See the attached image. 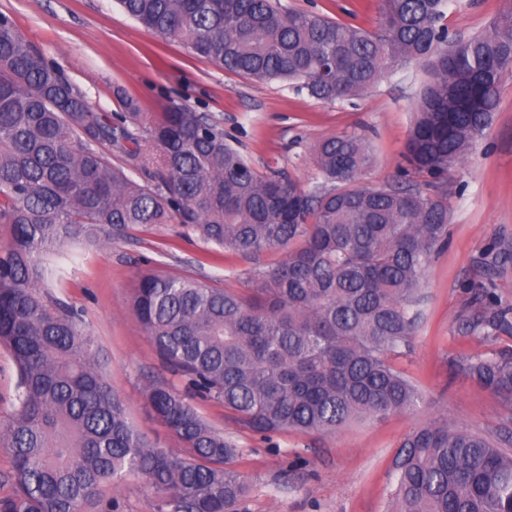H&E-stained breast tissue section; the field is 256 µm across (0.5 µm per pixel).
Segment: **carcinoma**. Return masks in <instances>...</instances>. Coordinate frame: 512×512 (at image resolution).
<instances>
[{
    "label": "carcinoma",
    "instance_id": "cac0c4a2",
    "mask_svg": "<svg viewBox=\"0 0 512 512\" xmlns=\"http://www.w3.org/2000/svg\"><path fill=\"white\" fill-rule=\"evenodd\" d=\"M144 28L258 82H295L326 102L362 95L400 67L423 66L405 180L362 186L372 164L358 133L313 147L325 183L303 188L261 173L191 106L97 111L63 72L0 15V346L18 372L14 413L0 424L12 458L0 512H120L117 488L140 475L156 512H241L246 485L225 464L239 452L190 402L216 401L260 434L334 432L410 410L418 389L396 359L411 346L432 257L448 238L446 197L427 194L461 161L495 112L512 71V4L482 31L448 29V0H382L369 33L279 0H117ZM118 153L126 167L112 165ZM144 173L137 182L125 172ZM180 224L231 254L283 257L256 286L221 288L190 275L144 274L133 310L184 390L152 383L156 416L187 448L147 444L101 371L82 314L46 289L44 257L76 240L109 243ZM496 246L471 285L466 329L488 337L512 323L495 274ZM472 380L512 405V351L478 355ZM512 434L494 439L448 422L399 445L391 512H512Z\"/></svg>",
    "mask_w": 512,
    "mask_h": 512
}]
</instances>
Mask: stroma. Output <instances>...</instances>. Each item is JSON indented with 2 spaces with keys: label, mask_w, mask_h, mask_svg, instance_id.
Masks as SVG:
<instances>
[{
  "label": "stroma",
  "mask_w": 512,
  "mask_h": 512,
  "mask_svg": "<svg viewBox=\"0 0 512 512\" xmlns=\"http://www.w3.org/2000/svg\"><path fill=\"white\" fill-rule=\"evenodd\" d=\"M289 9L377 30L381 0H281ZM506 0H452L451 32L481 31ZM27 40L58 65L101 112H119L113 94L123 88L140 111L158 112L183 101L223 127L225 138L255 166L277 162L302 185L319 181L313 146L323 138L365 131L374 160L365 185L395 182L413 122V105L426 79L422 66L397 70L352 100L324 103L289 82L259 83L224 70L173 39L148 31L115 0H0ZM448 202V245L425 273V300L409 351L397 363L422 395L413 409L352 422L332 433L283 432L263 438L238 424L223 405L201 403L199 414L239 447L230 463L247 482L244 512H389L392 459L401 440L429 421L448 420L490 437L512 429V409L472 382L466 358L512 350V331L471 335L468 281L477 260L495 243L512 242V75H505L499 106L485 134L447 178L427 182ZM277 253L255 258L213 256L176 224H157L109 245L76 242L44 258L46 282L82 309L99 346L104 374L129 422L157 448H184L152 413L150 383L170 381L132 307L142 274H189L222 288L253 287Z\"/></svg>",
  "instance_id": "1"
}]
</instances>
